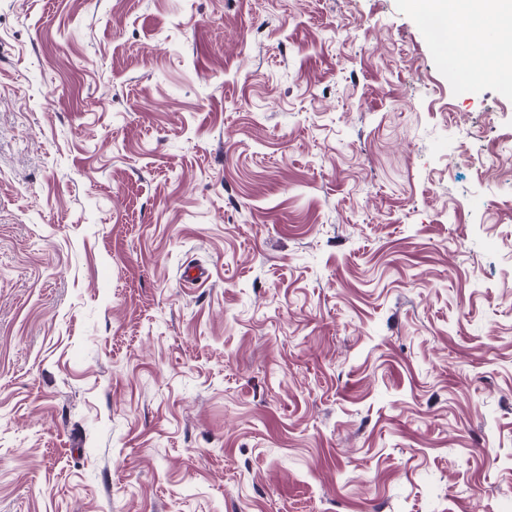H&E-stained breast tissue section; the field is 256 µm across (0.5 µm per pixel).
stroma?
I'll list each match as a JSON object with an SVG mask.
<instances>
[{
    "label": "stroma",
    "instance_id": "1",
    "mask_svg": "<svg viewBox=\"0 0 512 512\" xmlns=\"http://www.w3.org/2000/svg\"><path fill=\"white\" fill-rule=\"evenodd\" d=\"M0 512H512V88L419 0H0Z\"/></svg>",
    "mask_w": 512,
    "mask_h": 512
}]
</instances>
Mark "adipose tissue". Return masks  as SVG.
Returning <instances> with one entry per match:
<instances>
[{
	"instance_id": "1",
	"label": "adipose tissue",
	"mask_w": 512,
	"mask_h": 512,
	"mask_svg": "<svg viewBox=\"0 0 512 512\" xmlns=\"http://www.w3.org/2000/svg\"><path fill=\"white\" fill-rule=\"evenodd\" d=\"M426 8L435 44L457 69L469 67L472 57L485 50L487 26L512 21V0H495L488 7L482 0H428Z\"/></svg>"
}]
</instances>
